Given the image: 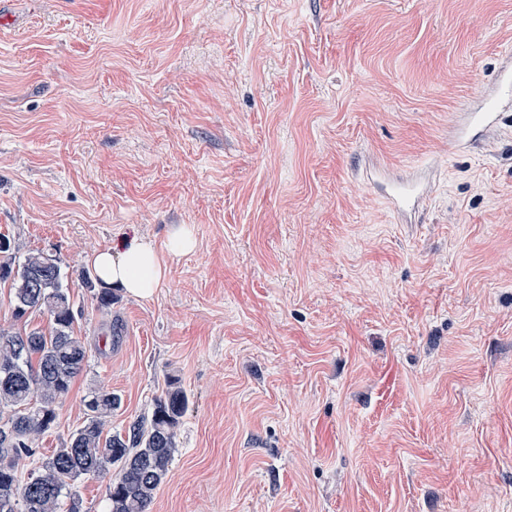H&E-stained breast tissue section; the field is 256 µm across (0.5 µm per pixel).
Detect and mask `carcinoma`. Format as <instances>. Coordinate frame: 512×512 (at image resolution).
<instances>
[{
    "label": "carcinoma",
    "instance_id": "carcinoma-1",
    "mask_svg": "<svg viewBox=\"0 0 512 512\" xmlns=\"http://www.w3.org/2000/svg\"><path fill=\"white\" fill-rule=\"evenodd\" d=\"M38 259L17 261L11 239L0 235V284L10 286L12 320L39 313L51 323L47 332L0 327V512H79L75 484L109 473L107 512H148L191 405L177 387L157 400L151 417L136 419L119 433L107 429L118 398L93 390L83 425L27 477L19 475V462L35 455L33 444L54 427L60 404L87 362L62 267L56 265L45 279Z\"/></svg>",
    "mask_w": 512,
    "mask_h": 512
}]
</instances>
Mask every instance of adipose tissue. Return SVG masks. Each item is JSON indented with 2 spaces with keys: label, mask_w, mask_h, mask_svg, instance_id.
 Returning a JSON list of instances; mask_svg holds the SVG:
<instances>
[{
  "label": "adipose tissue",
  "mask_w": 512,
  "mask_h": 512,
  "mask_svg": "<svg viewBox=\"0 0 512 512\" xmlns=\"http://www.w3.org/2000/svg\"><path fill=\"white\" fill-rule=\"evenodd\" d=\"M194 247L192 233L180 227L170 234L165 250H158L151 240L145 238L133 241L118 255L108 248L98 250L92 260L105 284L138 298H148L167 275L165 254L180 255Z\"/></svg>",
  "instance_id": "1"
}]
</instances>
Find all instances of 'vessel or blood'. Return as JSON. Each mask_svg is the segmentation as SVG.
Returning <instances> with one entry per match:
<instances>
[{
  "label": "vessel or blood",
  "mask_w": 512,
  "mask_h": 512,
  "mask_svg": "<svg viewBox=\"0 0 512 512\" xmlns=\"http://www.w3.org/2000/svg\"><path fill=\"white\" fill-rule=\"evenodd\" d=\"M512 112V53L502 56L498 77L483 90L466 111L457 113L448 129L444 149L455 153L465 149H477L500 128L506 113ZM382 178L387 179L389 190L384 199L397 216L418 211L421 204L432 194L434 180L415 176L409 179H394L389 168H381Z\"/></svg>",
  "instance_id": "obj_1"
}]
</instances>
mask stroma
Masks as SVG:
<instances>
[{
	"label": "stroma",
	"instance_id": "35a3bbf8",
	"mask_svg": "<svg viewBox=\"0 0 512 512\" xmlns=\"http://www.w3.org/2000/svg\"><path fill=\"white\" fill-rule=\"evenodd\" d=\"M0 234L50 253L109 424L191 408L149 512H512V122L440 156L512 0H9ZM437 168L419 223L363 178ZM98 310L95 251L163 246ZM195 245L192 233L188 229L180 227L170 234L166 248L169 254L180 255L192 251Z\"/></svg>",
	"mask_w": 512,
	"mask_h": 512
}]
</instances>
